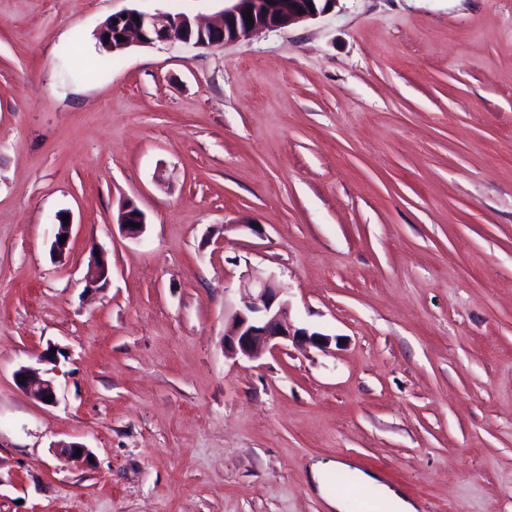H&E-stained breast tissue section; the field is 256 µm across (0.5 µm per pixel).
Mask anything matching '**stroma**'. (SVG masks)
<instances>
[{"label":"stroma","instance_id":"obj_1","mask_svg":"<svg viewBox=\"0 0 512 512\" xmlns=\"http://www.w3.org/2000/svg\"><path fill=\"white\" fill-rule=\"evenodd\" d=\"M225 4L0 0V512H330L340 461L512 512V0H338L90 69L112 14ZM252 269L327 348L225 354ZM129 222L137 224V227L129 226ZM118 224L125 235L130 238H137L144 230L145 215L133 201H127L121 206ZM86 288H103L109 283V265L106 253L98 251L92 257L84 277ZM20 375H24V378H20ZM15 379L17 384L23 389H30L33 392L34 396L42 401L46 402L45 398L47 396H53L51 402L53 403L57 399L56 388L52 382V380H38L35 381L32 377L31 370L29 368H22L15 374Z\"/></svg>","mask_w":512,"mask_h":512}]
</instances>
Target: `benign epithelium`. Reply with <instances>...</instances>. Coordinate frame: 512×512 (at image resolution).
<instances>
[{"instance_id": "obj_1", "label": "benign epithelium", "mask_w": 512, "mask_h": 512, "mask_svg": "<svg viewBox=\"0 0 512 512\" xmlns=\"http://www.w3.org/2000/svg\"><path fill=\"white\" fill-rule=\"evenodd\" d=\"M337 0H231L219 20L202 25L186 14L170 12L146 14L136 10L116 13L113 20L118 35L123 40L117 47L125 49L134 43L150 44L155 41L167 43H193L208 47L219 43L235 42L255 33L285 28L299 21L314 19L331 10ZM251 11L253 22L246 24L245 12ZM139 20H134V17ZM57 231L51 243L54 255H64L68 244L60 243V237L71 235L72 223L64 222L57 215ZM118 224L130 238L139 237L145 227V215L131 201L120 209ZM86 287L104 288L109 283V265L106 253L98 251L92 257L84 277ZM289 303L282 297V289L274 280L261 274L247 275L239 288L237 309L224 328V350L232 355L256 359L265 350L280 348L284 342L308 344L323 349L330 343V337L312 332L307 328H290L286 317ZM17 384L33 392L45 401L48 396H57L50 380H34L31 370L22 368L15 374ZM55 455L63 460L76 457L90 460L89 449L81 443H59L54 446Z\"/></svg>"}]
</instances>
